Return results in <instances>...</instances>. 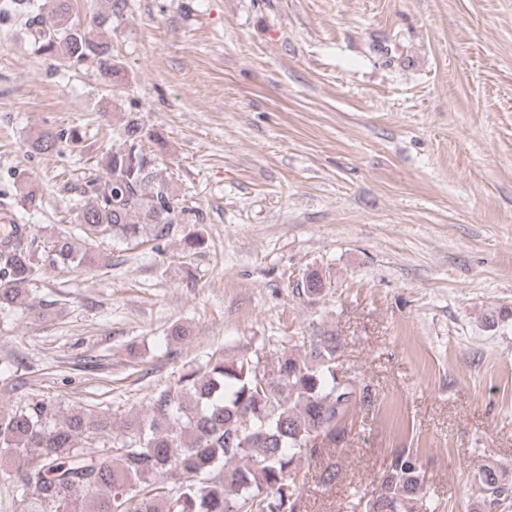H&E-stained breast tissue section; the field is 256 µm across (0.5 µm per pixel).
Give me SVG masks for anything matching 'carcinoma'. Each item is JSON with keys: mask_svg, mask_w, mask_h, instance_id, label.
<instances>
[{"mask_svg": "<svg viewBox=\"0 0 512 512\" xmlns=\"http://www.w3.org/2000/svg\"><path fill=\"white\" fill-rule=\"evenodd\" d=\"M30 15L26 35L37 52L70 66L91 64L106 86L125 77L104 29L123 0H114L93 24L73 17L72 0L52 7L19 0ZM122 146L97 163L94 178L74 209L82 242L58 232L44 245L0 225V307L27 304L43 267L79 268L95 261L94 239L158 240L179 223L170 184L145 143L158 140L140 118L126 112L112 130ZM69 136L52 129L31 134L38 154L60 151ZM323 276L307 274L298 294L320 295ZM299 355L261 363L244 353L228 359L215 349L202 365L184 368L173 390L162 392L149 418L134 419L126 436H111L110 414L75 409L63 421L48 398L31 394L0 413V479L10 507L19 512H300L305 478L300 464L317 460L345 435L341 422L375 393L365 380L339 375L336 336L302 337ZM176 472L179 481L163 479ZM476 512H492L512 498L505 472L485 466L474 476ZM425 472L411 448L395 452L369 495L351 512H420Z\"/></svg>", "mask_w": 512, "mask_h": 512, "instance_id": "obj_1", "label": "carcinoma"}]
</instances>
